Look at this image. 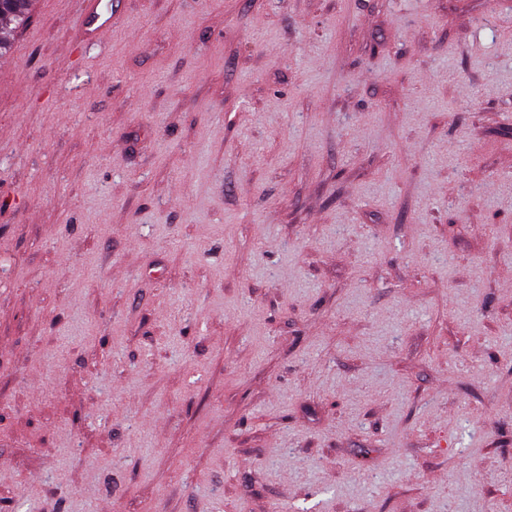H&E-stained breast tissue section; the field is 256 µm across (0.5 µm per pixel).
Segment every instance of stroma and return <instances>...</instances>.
Here are the masks:
<instances>
[{
    "instance_id": "35a3bbf8",
    "label": "stroma",
    "mask_w": 512,
    "mask_h": 512,
    "mask_svg": "<svg viewBox=\"0 0 512 512\" xmlns=\"http://www.w3.org/2000/svg\"><path fill=\"white\" fill-rule=\"evenodd\" d=\"M80 12L0 60V512H512V0ZM84 7L80 22L88 41H96L98 36L112 27V1L80 0Z\"/></svg>"
}]
</instances>
